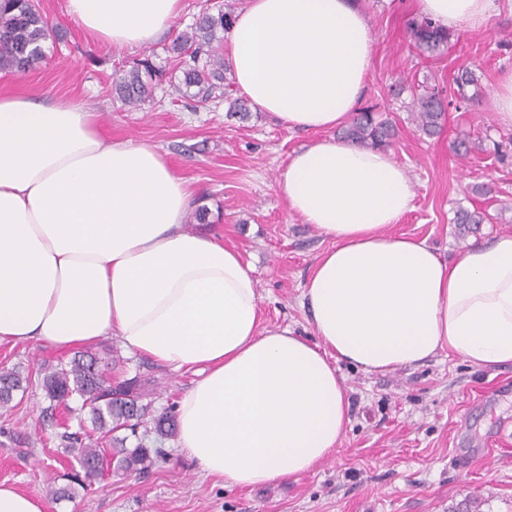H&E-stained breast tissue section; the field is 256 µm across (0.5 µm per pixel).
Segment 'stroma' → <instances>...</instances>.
Listing matches in <instances>:
<instances>
[{"label": "stroma", "instance_id": "1", "mask_svg": "<svg viewBox=\"0 0 512 512\" xmlns=\"http://www.w3.org/2000/svg\"><path fill=\"white\" fill-rule=\"evenodd\" d=\"M360 4L374 37L362 103L396 124L392 152L415 190L413 210L391 233L427 239L446 258L474 243L512 238V128L497 124L494 100L502 74L512 71V0H495L485 30L455 32L447 52L429 59L410 45L414 14L403 0ZM40 7L66 37L50 43L27 74L0 72V94L74 100L97 112L106 137L158 147L191 186L193 208L209 210L203 224L188 216L186 230L220 237L251 263L268 326L311 336L300 294L330 242L288 209L277 180L312 133L255 110L229 113L225 101L195 112L168 100L140 110L120 107L112 101V76L131 52L89 39L67 15L65 0H41ZM463 66L478 76L482 104L453 99V78ZM405 82L451 95L441 134L417 131L406 108L409 93L394 92ZM463 137L474 145L465 160L451 149ZM461 207L485 213L486 221L460 228L453 219ZM90 351L109 375L151 380L158 414L196 380L128 352L114 337ZM72 356L35 342L0 344V365L24 372ZM338 369L350 417L341 445L284 481L225 486L178 450L176 436L151 434L147 446L163 449L166 463L124 475L107 469L75 497L50 498L49 487L68 486L77 467L68 434L86 444L92 429L78 401L51 405L36 383L0 407V484L44 500L46 512H450L468 498L474 512H512V366L482 370L443 352L385 373L345 363Z\"/></svg>", "mask_w": 512, "mask_h": 512}]
</instances>
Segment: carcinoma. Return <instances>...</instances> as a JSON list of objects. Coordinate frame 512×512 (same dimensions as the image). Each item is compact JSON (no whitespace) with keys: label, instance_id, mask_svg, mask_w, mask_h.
<instances>
[{"label":"carcinoma","instance_id":"carcinoma-1","mask_svg":"<svg viewBox=\"0 0 512 512\" xmlns=\"http://www.w3.org/2000/svg\"><path fill=\"white\" fill-rule=\"evenodd\" d=\"M235 7L222 3L217 8H203L192 24L179 32L166 47L168 59L159 66L153 57L135 58L112 79L113 101L123 106H154L159 103L156 90L163 79L170 82L171 93L198 105L218 104L229 100L231 86L227 74L230 64L223 54L224 35L230 32ZM51 25L36 0H6L0 8V71L24 75L43 60L42 42L50 36ZM410 42L428 58L448 48L451 33L427 19L414 21L410 26ZM454 95L466 102H478L481 94L475 73L464 68L454 79ZM448 106L439 90L431 89L413 94L408 105L419 131L434 136L441 131V120ZM397 130L391 121L382 119L370 106L354 113L342 129L341 138L366 148H386ZM42 385L47 398L61 403L73 397L82 399L89 408L91 424L100 438L112 437V462L115 470L136 472L152 462L150 449L143 442L126 446L128 437L117 432L124 430L137 436V430L151 415L152 405L143 402L147 393L139 376L112 380L99 367L98 358L81 354L68 362L45 364ZM32 377L14 368L0 369V406L13 400V393L29 386ZM154 429L162 435L174 433L175 412L166 411L153 418ZM76 458L82 468L99 472L104 464L99 442L77 449Z\"/></svg>","mask_w":512,"mask_h":512}]
</instances>
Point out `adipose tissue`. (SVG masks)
Returning a JSON list of instances; mask_svg holds the SVG:
<instances>
[{
  "label": "adipose tissue",
  "instance_id": "ef3b65f1",
  "mask_svg": "<svg viewBox=\"0 0 512 512\" xmlns=\"http://www.w3.org/2000/svg\"><path fill=\"white\" fill-rule=\"evenodd\" d=\"M451 30L484 29L494 0H414ZM184 0H66L90 38L145 48ZM231 76L250 103L317 132L281 171L289 210L331 246L302 291L317 338L264 324L250 263L184 230L188 183L154 146L104 136L66 99L0 95V343L67 350L113 336L197 374L177 445L209 476L252 487L306 472L349 418L338 362L367 372L441 353L512 365V238L445 259L391 234L414 185L390 150L333 137L362 100L373 36L357 0H247L230 31Z\"/></svg>",
  "mask_w": 512,
  "mask_h": 512
}]
</instances>
